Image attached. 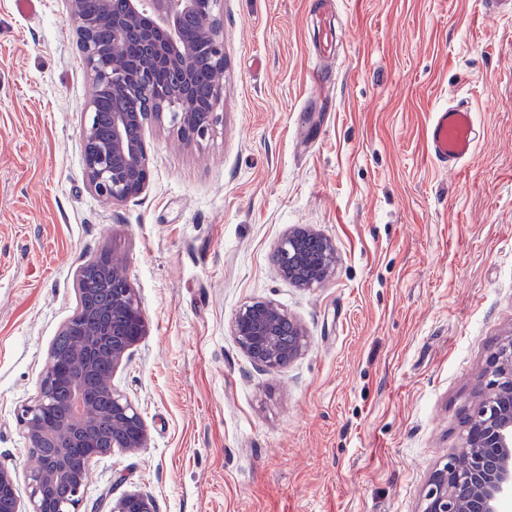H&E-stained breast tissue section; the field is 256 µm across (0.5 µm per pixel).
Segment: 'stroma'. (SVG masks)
<instances>
[{"instance_id":"35a3bbf8","label":"stroma","mask_w":512,"mask_h":512,"mask_svg":"<svg viewBox=\"0 0 512 512\" xmlns=\"http://www.w3.org/2000/svg\"><path fill=\"white\" fill-rule=\"evenodd\" d=\"M215 14L222 124L186 146L147 121L148 183L112 207L86 185L90 81L62 0L33 14L0 0V466L27 497L17 413L76 307L78 266L109 242L147 325L112 383L148 441L92 462L81 512L133 491L155 512H419L512 331V15L337 0L324 59L317 0H218ZM457 99L482 138L449 173L427 125ZM298 225L336 246L317 288L272 261ZM262 299L308 336L275 372L231 331Z\"/></svg>"}]
</instances>
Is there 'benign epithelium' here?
Returning <instances> with one entry per match:
<instances>
[{"label": "benign epithelium", "mask_w": 512, "mask_h": 512, "mask_svg": "<svg viewBox=\"0 0 512 512\" xmlns=\"http://www.w3.org/2000/svg\"><path fill=\"white\" fill-rule=\"evenodd\" d=\"M98 16L83 11V0H64L77 44L91 80L80 129V147L89 190L105 204H120L142 193L149 178L144 140L131 137L144 118L169 121L187 144H199L223 122L218 102L204 110L196 98L195 77L204 66H224L222 27L217 0H100ZM193 21L197 39L182 38ZM112 29V43L98 38ZM131 39L134 49L118 54L115 46ZM130 94L148 112H111L100 118L104 93ZM273 262L279 275L300 288L325 283L336 267V246L303 225L277 245ZM77 305L60 335L70 339L61 358L50 350L38 396L19 415L30 454L37 460L27 474L29 496L22 506L15 474L0 467V512H79L84 484L74 476L71 453L91 448V458L116 450L145 447L147 428L133 402L107 378L96 390L87 380L105 363L119 367L145 335L139 298L126 273L124 257L110 243L79 267ZM232 333L257 367L276 371L305 349L304 326L271 300L252 301L236 313ZM483 397L465 425L460 452L430 477L421 512H505L512 506V332L502 337L485 373ZM102 394L111 411L100 412L91 400ZM112 426V446L99 447L94 429ZM55 446L49 456L39 448ZM110 512H155L153 500L128 492L112 502Z\"/></svg>", "instance_id": "7a95c632"}]
</instances>
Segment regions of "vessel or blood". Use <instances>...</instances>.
<instances>
[{
  "label": "vessel or blood",
  "mask_w": 512,
  "mask_h": 512,
  "mask_svg": "<svg viewBox=\"0 0 512 512\" xmlns=\"http://www.w3.org/2000/svg\"><path fill=\"white\" fill-rule=\"evenodd\" d=\"M427 138L430 155L437 166L453 169L472 158L482 132L469 104L457 102L432 113Z\"/></svg>",
  "instance_id": "1"
}]
</instances>
